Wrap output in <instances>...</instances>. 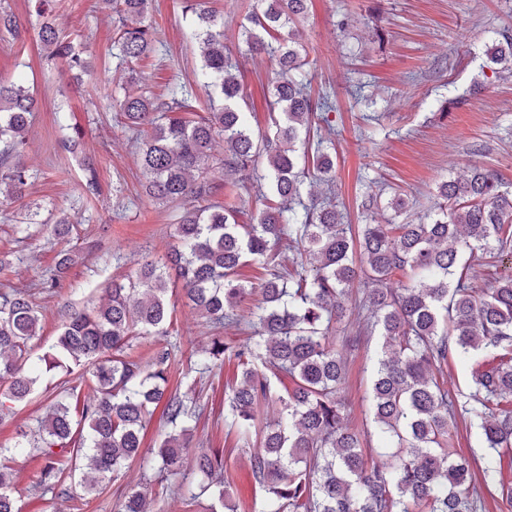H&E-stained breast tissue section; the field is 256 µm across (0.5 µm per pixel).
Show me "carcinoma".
<instances>
[{"instance_id": "1", "label": "carcinoma", "mask_w": 512, "mask_h": 512, "mask_svg": "<svg viewBox=\"0 0 512 512\" xmlns=\"http://www.w3.org/2000/svg\"><path fill=\"white\" fill-rule=\"evenodd\" d=\"M151 0H97L112 19L113 57L123 71L118 112L133 132L147 129L139 162L146 192L176 208V224L165 257L145 261L128 282L112 281L105 301L67 309L55 343L33 352L40 311L33 295L0 290V423L12 404L32 394L43 375L67 363L83 367L93 396L74 386L46 406L31 450L44 459L41 486L49 491L74 477L87 463L97 477L81 478L89 494L138 461L144 479L157 484L181 478L178 491L185 512L201 496L209 512H237L234 476L224 468V451L188 448L200 417L195 403L168 391L171 351L158 347L149 361L128 353L144 336H167L174 307L169 292L180 286L187 304L205 318L214 336L193 361L204 374L220 360L235 373L224 390V427L252 447L248 468L262 512H482L485 498L512 507V485L497 480L489 467L473 479L476 461L456 454L452 429L459 413L480 419L484 447L499 468H512V276L490 288L475 286L476 271L462 259L481 252L512 260V190L499 175L473 165L463 178L437 186L438 202L427 220L403 224H363L350 234L333 199L303 200L300 161L313 159L315 179L330 184L335 163L322 141L309 147V117L330 123L336 104L312 94L303 67L305 48L296 39L311 0H260L247 16L245 43L275 58L271 106L274 131H252L240 101L243 84L224 45V19L183 0V13L196 15L191 38L200 41L203 64L194 83H170L155 94L138 78L139 63L164 46L147 20ZM41 19L38 39L46 60L70 72L87 68L83 51L56 24V0H29ZM0 33L24 44L15 15L0 6ZM489 63L508 68L512 36L488 50ZM208 96L204 114L197 90ZM38 100L25 79L0 77V185L25 195L31 174L22 161ZM224 138V157L212 146ZM69 153L81 151L82 133L60 140ZM264 162L276 204L256 222L241 224L240 210L212 202L219 179L244 180ZM82 188L99 194L95 166H83ZM302 259L282 264V248ZM76 261L62 250L42 290L60 288ZM253 262L260 282L239 279V268ZM401 271L410 275L399 288L386 287ZM365 285L370 331L382 337L370 386L373 430L350 427L340 392L347 378L343 350L350 339L336 335L349 312L350 291ZM261 300L242 309L255 288ZM243 337L227 339L224 328ZM471 363L472 391L451 397L444 382L448 353ZM283 384L276 398L278 417L257 427L258 407L272 398L271 378ZM167 431L147 457L142 433L158 405ZM497 406L498 412L490 411ZM373 437L391 448L393 462L369 463L364 441ZM69 454L70 472L58 466ZM12 473L0 464V512H19L11 492ZM147 493L131 488L117 512H146Z\"/></svg>"}]
</instances>
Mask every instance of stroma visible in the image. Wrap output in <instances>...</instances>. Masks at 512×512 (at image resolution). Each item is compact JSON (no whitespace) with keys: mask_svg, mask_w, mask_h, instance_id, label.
<instances>
[{"mask_svg":"<svg viewBox=\"0 0 512 512\" xmlns=\"http://www.w3.org/2000/svg\"><path fill=\"white\" fill-rule=\"evenodd\" d=\"M258 0H201L224 17V42L243 76L254 109L255 132L271 131L265 94L274 60L252 54L240 36L249 7ZM26 28L24 49L0 40V76L23 73L37 92L39 108L29 129L23 161L33 180L23 198L0 186V252L11 264L0 271V290L16 288L36 296L41 332L36 352L55 342L67 306H83L113 280L133 276L144 261L164 254L171 241L174 212L144 192L138 144L116 107L119 75L112 56L113 23L94 0H58L57 21L80 43L86 72L62 73L48 65L37 38L38 21L27 0H0ZM149 21L163 32L161 55L142 64L153 90L173 81L191 82L202 65L197 44L188 32L191 18L182 14V0H153ZM512 35V0H313L302 28V42L312 62L308 77L314 92L329 94L336 110L329 151L335 161L334 191L338 210L352 231L385 222L394 196L408 199L416 216L432 210L437 185L480 165L512 183V78H498L487 68V50L499 35ZM83 130L80 153L63 150L59 141L66 125ZM96 164L100 192L81 187L84 158ZM266 180L252 178L223 184L215 202L241 208V222L257 216L265 204ZM40 220L67 215L72 236L56 239L41 230L22 239L15 228L29 206ZM64 249L80 252L62 288L45 294L40 283L55 269ZM174 324L169 336H149L139 345L167 344L172 352L170 390L200 403L203 412L194 433L195 449H220L237 473L234 493L239 512H254L255 498L246 460L234 436L224 430V383L233 369L222 366L201 375L189 371L195 351L206 346L210 329L186 306L174 289ZM351 311L341 324L342 336H360L348 353L349 376L341 392L349 421L358 429L372 426L371 379L380 338L362 332L370 313L363 287L354 285ZM85 372L78 366L46 374L36 392L13 407L0 424V445L10 446L20 432H34L50 399L66 386H80ZM43 459L23 454L11 460L12 493L22 512H115L129 487L140 484L142 471L131 465L117 479L87 496L71 482L54 491L40 485Z\"/></svg>","mask_w":512,"mask_h":512,"instance_id":"35a3bbf8","label":"stroma"}]
</instances>
